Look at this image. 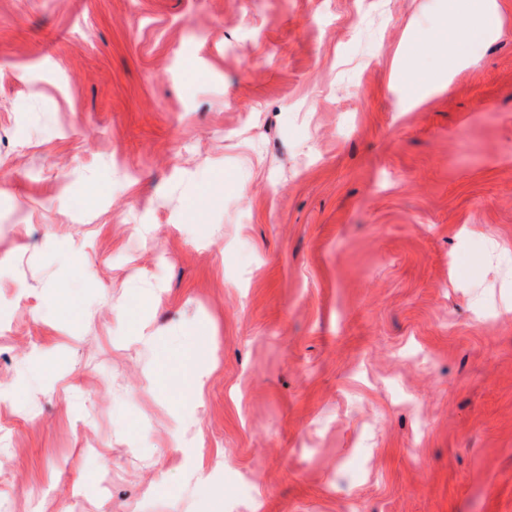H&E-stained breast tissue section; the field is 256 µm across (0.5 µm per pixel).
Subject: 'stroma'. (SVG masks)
<instances>
[{
	"label": "stroma",
	"mask_w": 512,
	"mask_h": 512,
	"mask_svg": "<svg viewBox=\"0 0 512 512\" xmlns=\"http://www.w3.org/2000/svg\"><path fill=\"white\" fill-rule=\"evenodd\" d=\"M447 8L0 0V512H512V0ZM448 13L453 14L461 23L459 11L466 12L471 19L468 25V33L473 38L481 36L482 32L486 29L489 22L493 21V11L488 6V0H448Z\"/></svg>",
	"instance_id": "1"
}]
</instances>
